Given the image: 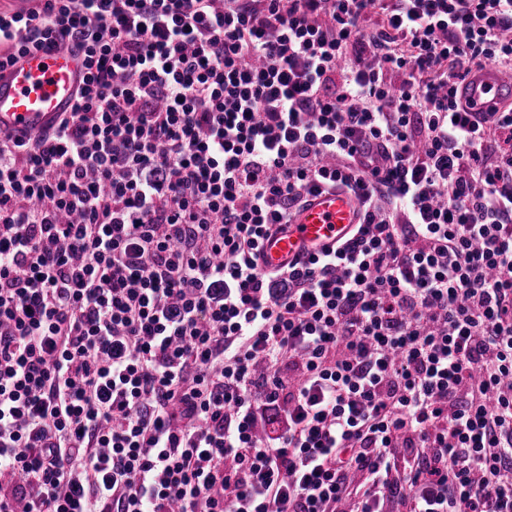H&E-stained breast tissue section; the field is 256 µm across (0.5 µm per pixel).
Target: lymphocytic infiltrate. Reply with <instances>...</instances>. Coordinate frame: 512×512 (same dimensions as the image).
I'll list each match as a JSON object with an SVG mask.
<instances>
[{"label": "lymphocytic infiltrate", "mask_w": 512, "mask_h": 512, "mask_svg": "<svg viewBox=\"0 0 512 512\" xmlns=\"http://www.w3.org/2000/svg\"><path fill=\"white\" fill-rule=\"evenodd\" d=\"M46 42L85 76L0 132V512H512V108L458 103L512 0L0 10V68ZM358 200L346 191L317 192L297 212L287 233L264 242L268 266L277 267L296 256L308 258L332 249L359 222Z\"/></svg>", "instance_id": "obj_1"}]
</instances>
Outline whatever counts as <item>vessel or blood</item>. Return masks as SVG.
Instances as JSON below:
<instances>
[{"label": "vessel or blood", "instance_id": "obj_1", "mask_svg": "<svg viewBox=\"0 0 512 512\" xmlns=\"http://www.w3.org/2000/svg\"><path fill=\"white\" fill-rule=\"evenodd\" d=\"M83 74L81 56L50 42L0 68V131L21 134L48 127L59 113L70 111ZM460 96L472 112L511 104L512 76L491 69L478 71L461 86ZM358 221L359 203L348 192L312 194L288 232L265 241V261L277 267L294 257L306 258L336 247Z\"/></svg>", "mask_w": 512, "mask_h": 512}]
</instances>
